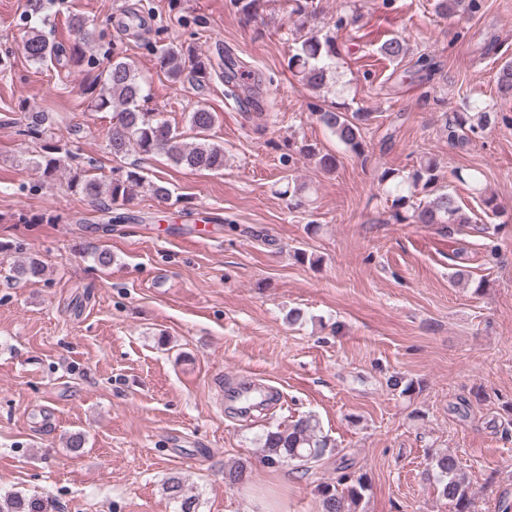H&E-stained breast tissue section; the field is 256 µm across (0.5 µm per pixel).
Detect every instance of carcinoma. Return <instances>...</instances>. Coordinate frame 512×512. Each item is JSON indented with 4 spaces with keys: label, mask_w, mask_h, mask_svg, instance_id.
<instances>
[{
    "label": "carcinoma",
    "mask_w": 512,
    "mask_h": 512,
    "mask_svg": "<svg viewBox=\"0 0 512 512\" xmlns=\"http://www.w3.org/2000/svg\"><path fill=\"white\" fill-rule=\"evenodd\" d=\"M291 14L297 17V47L288 59V67L296 68L304 84L313 89L326 85L332 58L335 57L336 40L326 34L305 31L309 18L316 15L314 0H291ZM262 0H233L236 11L247 21L255 18ZM482 0H436L438 14L452 18L460 13L473 15L481 10ZM72 24L79 36V43L67 48L48 40L37 26H30L22 41L24 57L33 65L48 61L62 67L86 66L88 81L83 93L90 96L94 110L113 113L112 125L107 132V149L113 159L120 160L136 151L150 156L164 154L178 167L193 171L218 172L224 169V147L210 142V132L217 122V114L201 106L188 113L190 130L195 142L186 143L184 133L158 118V113L145 108L146 96L139 81L135 65L124 55L122 36L118 32L112 40L107 61L101 68L92 66L86 58L85 49L96 41V27L88 20L75 16ZM410 47L403 37H392L379 47L380 54L390 61H402ZM161 63L169 78L181 80L189 74L192 83L203 87L210 80L213 66L204 60L194 48L172 42L158 49ZM243 66L224 59V84L226 96L238 98ZM497 85L501 92L512 93V60L501 64L497 72ZM315 116L336 138L358 157L365 156V132L375 119L373 112L361 109L343 112L341 108L319 110ZM498 115L487 110L480 101H474L466 112H456L447 124L448 137L460 148L482 135L496 124ZM18 134L42 141V154L36 166L45 180L55 179L62 170H68V188L103 203L109 214V223H121L128 219L125 206L130 202L135 188L148 186L153 196L167 199L169 188L146 179L139 166L112 168V176L101 179L94 174L97 160L92 157L80 159L79 155L61 144L44 112H24L18 122ZM300 156L316 157L320 167L327 171L336 168V158L319 154L316 148L304 143L297 147ZM457 181L467 185L479 195L483 205L493 214H498L495 197L488 193L484 183V172L479 168H459L454 171ZM443 174L440 162L433 156H423L412 169L404 171L385 167L378 176L379 188L391 201L392 218L399 224H431L449 229L455 224H468L470 218L458 203L456 196L442 185ZM42 264L31 258L18 262L11 268L16 279H32L42 274ZM262 462L275 467L289 462L310 464L320 461L334 451L336 444L320 434L317 421L312 416L300 417L282 427L269 428L261 437ZM432 469L436 471L440 493L454 504L455 512H471L472 496L458 462L450 454L432 458ZM341 474L336 483H322L317 487L321 512H357L364 492L366 477L340 466ZM163 491L166 497L178 506L176 512H197L199 499L189 493L183 480L177 476L167 479ZM0 512H42L41 506L19 492L0 495Z\"/></svg>",
    "instance_id": "1"
}]
</instances>
